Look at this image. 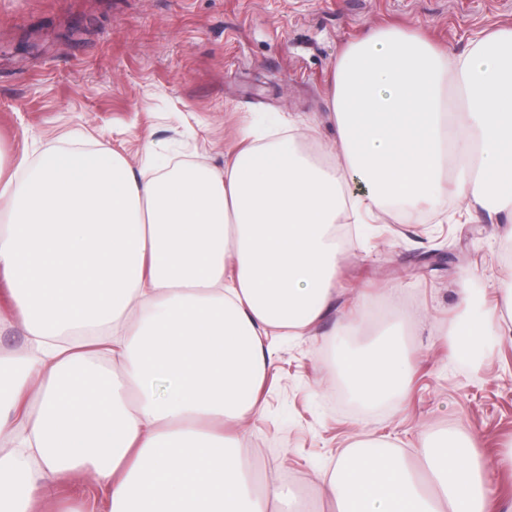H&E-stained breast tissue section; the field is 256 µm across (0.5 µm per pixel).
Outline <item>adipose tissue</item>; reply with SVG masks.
<instances>
[{
  "label": "adipose tissue",
  "mask_w": 512,
  "mask_h": 512,
  "mask_svg": "<svg viewBox=\"0 0 512 512\" xmlns=\"http://www.w3.org/2000/svg\"><path fill=\"white\" fill-rule=\"evenodd\" d=\"M327 159L300 136L238 150L223 170L133 168L102 145L21 159L0 178L8 222L0 271L27 333L0 349V512H32L29 491L92 474L107 512H299L287 482L257 481L225 428H242L272 364L268 337L297 335L336 295V224L390 208L414 216L447 189L502 216L512 236V28L466 52L376 30L336 59ZM454 328L460 356L512 324V290ZM335 331L352 393L400 391L410 362L389 335ZM164 380L157 393L155 380ZM429 492L394 443L358 438L320 477L336 512H487L491 469L457 431L429 433Z\"/></svg>",
  "instance_id": "adipose-tissue-1"
}]
</instances>
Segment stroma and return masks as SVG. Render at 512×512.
<instances>
[{"instance_id":"stroma-1","label":"stroma","mask_w":512,"mask_h":512,"mask_svg":"<svg viewBox=\"0 0 512 512\" xmlns=\"http://www.w3.org/2000/svg\"><path fill=\"white\" fill-rule=\"evenodd\" d=\"M512 26V0H0V169L24 153L108 144L133 167L151 140L167 162L223 169L244 131L280 113L314 151L335 139L327 98L351 40L396 26L459 53L490 26ZM416 224H360L336 266L338 294L302 336H274L262 407L240 446L259 475L290 482L314 512L318 492L361 432L401 444L410 465L423 432L461 430L481 460L512 451V335L466 359L453 326L462 288L496 301L512 286V242L487 212ZM385 303L413 371L402 393L368 405L343 387L326 333L361 298Z\"/></svg>"}]
</instances>
